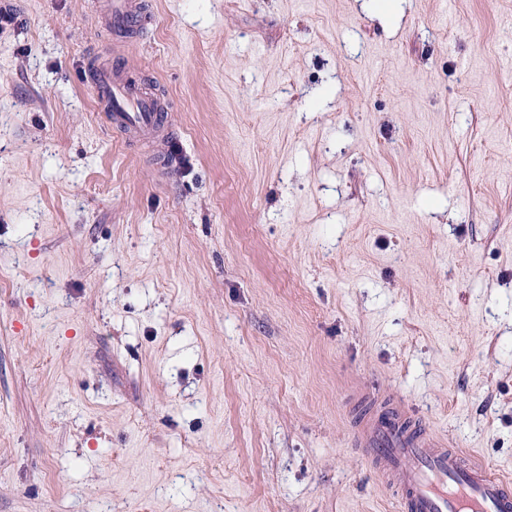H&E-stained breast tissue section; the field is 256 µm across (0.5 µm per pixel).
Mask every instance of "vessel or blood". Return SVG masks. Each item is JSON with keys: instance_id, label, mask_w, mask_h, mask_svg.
<instances>
[{"instance_id": "1", "label": "vessel or blood", "mask_w": 512, "mask_h": 512, "mask_svg": "<svg viewBox=\"0 0 512 512\" xmlns=\"http://www.w3.org/2000/svg\"><path fill=\"white\" fill-rule=\"evenodd\" d=\"M101 8L110 25L146 21L138 0H103ZM92 82L114 130L144 142L168 137L163 103L136 82L114 68L95 71ZM354 439L395 490L402 512H512V480L435 438L409 406L365 395Z\"/></svg>"}]
</instances>
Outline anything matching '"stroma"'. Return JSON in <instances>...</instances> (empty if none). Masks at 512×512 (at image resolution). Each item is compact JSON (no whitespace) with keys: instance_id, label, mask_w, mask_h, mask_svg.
<instances>
[{"instance_id":"obj_1","label":"stroma","mask_w":512,"mask_h":512,"mask_svg":"<svg viewBox=\"0 0 512 512\" xmlns=\"http://www.w3.org/2000/svg\"><path fill=\"white\" fill-rule=\"evenodd\" d=\"M11 2L0 512H400L370 388L512 479V0ZM101 10L106 24L136 25L146 21L140 4L134 0H106ZM92 82L114 130L144 142L168 137V115L163 103L136 82L115 68L96 70Z\"/></svg>"}]
</instances>
